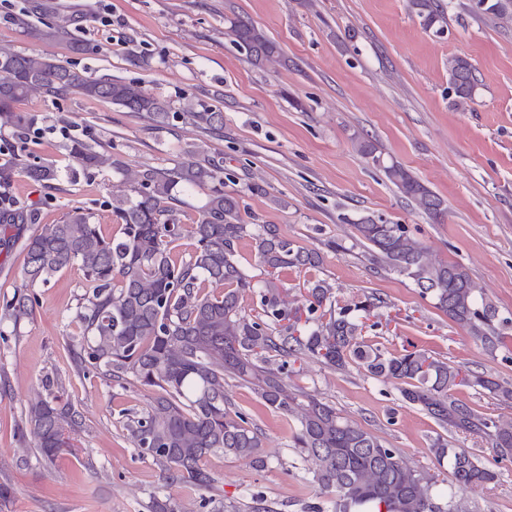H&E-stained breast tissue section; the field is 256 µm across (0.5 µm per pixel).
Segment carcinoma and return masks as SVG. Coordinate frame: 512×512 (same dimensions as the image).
Segmentation results:
<instances>
[{
  "label": "carcinoma",
  "mask_w": 512,
  "mask_h": 512,
  "mask_svg": "<svg viewBox=\"0 0 512 512\" xmlns=\"http://www.w3.org/2000/svg\"><path fill=\"white\" fill-rule=\"evenodd\" d=\"M407 9L424 30L445 31L441 0H407ZM467 11L512 24V0H469ZM64 32L57 21L33 29L44 42H55ZM229 32L253 65L280 60V45L248 18L229 20ZM475 90L471 62L448 58L452 105L467 109ZM37 91L56 98L76 91L160 125L187 116L204 129L224 128V113L202 102L175 112L170 101L135 81L91 76L47 56L0 47V128L12 131L24 172L37 183L56 177L51 166L28 161L37 120L18 104ZM352 141L407 200L433 219L443 215L444 201L401 165L385 163L375 143L359 135ZM68 149L84 171L110 166L122 172L134 195H112V215L121 225L117 235H103L90 213L74 208L61 222L30 236L24 247L26 287L45 284L73 265L83 271L87 290L76 313L83 336L81 364L116 382L131 376L158 389L149 407L129 418L124 429L168 484L210 489L214 479L203 461L216 453L254 469L266 466L262 428L232 402L225 389L229 380L250 387L265 406L293 422L291 447L308 464L318 492L333 497V512H466L452 487L482 488L497 481L498 472L460 443L481 439L496 461L506 460L512 457V420L485 413L453 391L479 387L506 404L512 402V385L452 368L421 351L390 352L370 343L365 329L379 322L367 320L388 306L378 295L341 306L334 287L319 280L302 304L288 302L278 273L315 268L321 257L296 245L275 224L250 231L238 195L227 190L232 178H224V158L192 149L172 168L132 171L112 154L94 150L84 133L72 137ZM14 171V165L0 164L3 236L24 220L36 221L35 214L14 208L8 196ZM195 188L205 190L206 199L200 219L188 230L179 223L175 204L178 193ZM352 227L355 238L367 245L373 268L409 279L488 353L512 332V319L499 317L465 268L434 259L408 225L367 215ZM188 232L193 249L189 258L176 259L173 250ZM246 236L254 240L265 272L255 284L237 261V245ZM247 293L255 297L249 310L243 306ZM37 302L35 294L23 292L0 299V308L17 323L33 315ZM306 359L334 369L355 364L452 431L455 440L439 436L430 448L438 464H447L449 485L443 488L438 475L409 465L401 449L341 416L315 391L290 383L295 364ZM78 418L73 407L52 400L30 408L29 434L44 459L51 461L71 447L69 432Z\"/></svg>",
  "instance_id": "cac0c4a2"
}]
</instances>
